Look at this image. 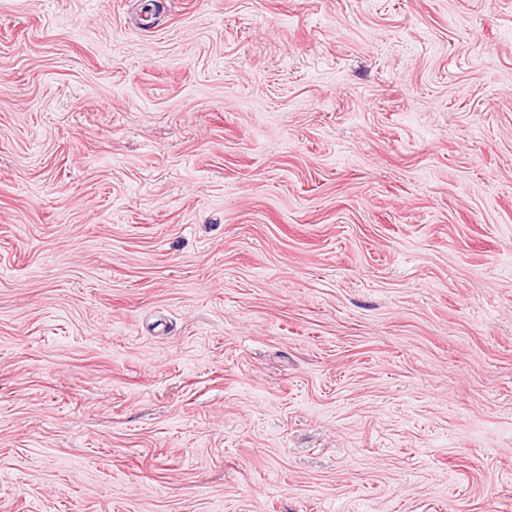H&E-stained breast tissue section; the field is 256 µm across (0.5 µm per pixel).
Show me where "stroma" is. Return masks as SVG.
I'll use <instances>...</instances> for the list:
<instances>
[{
	"mask_svg": "<svg viewBox=\"0 0 512 512\" xmlns=\"http://www.w3.org/2000/svg\"><path fill=\"white\" fill-rule=\"evenodd\" d=\"M0 0V512H512V0Z\"/></svg>",
	"mask_w": 512,
	"mask_h": 512,
	"instance_id": "obj_1",
	"label": "stroma"
}]
</instances>
